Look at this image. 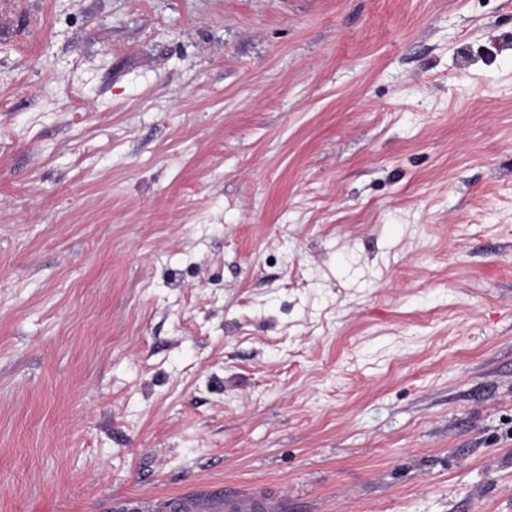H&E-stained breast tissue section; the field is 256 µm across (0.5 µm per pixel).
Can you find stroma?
I'll return each mask as SVG.
<instances>
[{"instance_id": "1", "label": "stroma", "mask_w": 512, "mask_h": 512, "mask_svg": "<svg viewBox=\"0 0 512 512\" xmlns=\"http://www.w3.org/2000/svg\"><path fill=\"white\" fill-rule=\"evenodd\" d=\"M512 512V0H0V512ZM169 512H280L279 508L248 495L218 488L200 496L173 495L167 500Z\"/></svg>"}]
</instances>
